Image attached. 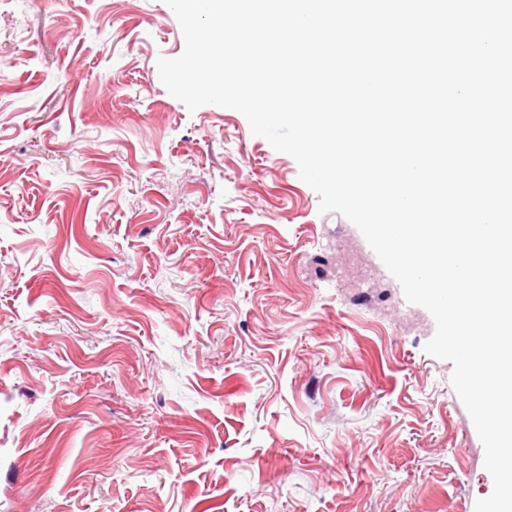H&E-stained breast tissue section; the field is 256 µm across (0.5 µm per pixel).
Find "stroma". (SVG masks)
Returning <instances> with one entry per match:
<instances>
[{"mask_svg": "<svg viewBox=\"0 0 512 512\" xmlns=\"http://www.w3.org/2000/svg\"><path fill=\"white\" fill-rule=\"evenodd\" d=\"M184 48L165 0H0V512H474L452 363L350 298L380 260L290 155L169 94Z\"/></svg>", "mask_w": 512, "mask_h": 512, "instance_id": "stroma-1", "label": "stroma"}]
</instances>
